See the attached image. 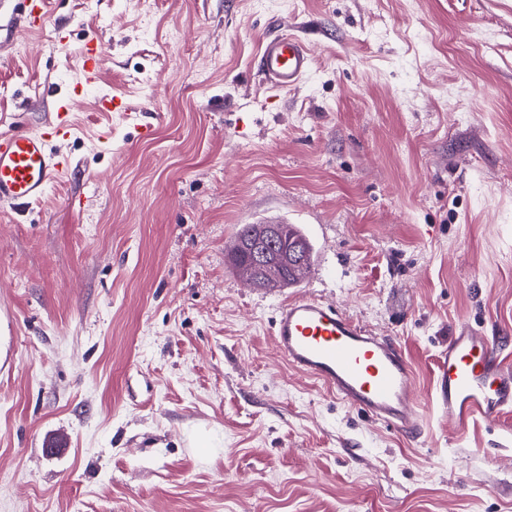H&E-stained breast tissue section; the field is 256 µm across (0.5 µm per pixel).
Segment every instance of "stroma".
Returning <instances> with one entry per match:
<instances>
[{
    "mask_svg": "<svg viewBox=\"0 0 512 512\" xmlns=\"http://www.w3.org/2000/svg\"><path fill=\"white\" fill-rule=\"evenodd\" d=\"M91 41L155 130L76 100L67 174L0 207V512H512V411L455 433L434 400L458 324L512 365V0H49L39 32L0 0V131L45 128ZM280 213L313 276L244 285L237 228ZM304 292L400 343L424 438L277 357ZM310 65V49L303 40L291 33L270 38L259 57L260 70L279 89L297 86Z\"/></svg>",
    "mask_w": 512,
    "mask_h": 512,
    "instance_id": "35a3bbf8",
    "label": "stroma"
}]
</instances>
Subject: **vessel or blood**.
I'll return each instance as SVG.
<instances>
[{"mask_svg":"<svg viewBox=\"0 0 512 512\" xmlns=\"http://www.w3.org/2000/svg\"><path fill=\"white\" fill-rule=\"evenodd\" d=\"M310 65L308 46L291 33L270 38L259 57L260 70L279 89L297 86ZM99 82L98 58L84 57L81 77L59 102L48 132L0 131L1 205L21 209L41 200L68 169V159L53 143L73 135V102L89 89L98 91L99 111L127 112L140 137L151 135L144 112L130 110L120 93L99 91ZM499 344L467 325L451 336L438 365L436 394L454 431L512 410V367L503 362ZM273 345L290 367L327 386L337 399L405 434H419L415 374L401 346L335 303L303 296L282 304L273 321Z\"/></svg>","mask_w":512,"mask_h":512,"instance_id":"b4317fda","label":"vessel or blood"}]
</instances>
